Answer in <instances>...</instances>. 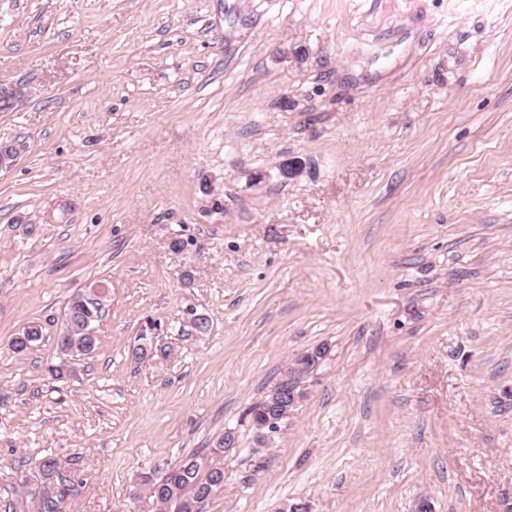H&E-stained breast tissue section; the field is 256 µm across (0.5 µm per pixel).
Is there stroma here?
Returning <instances> with one entry per match:
<instances>
[{
  "label": "stroma",
  "instance_id": "35a3bbf8",
  "mask_svg": "<svg viewBox=\"0 0 512 512\" xmlns=\"http://www.w3.org/2000/svg\"><path fill=\"white\" fill-rule=\"evenodd\" d=\"M0 83L26 92L0 112V512H35L50 453L65 512H159L139 475L228 429L203 512H507L512 0H0ZM98 286L96 350L53 380ZM149 317L167 361L130 356ZM323 343L257 448L246 410ZM102 292H76L74 293L67 302L65 316L68 318L67 326L70 328L71 336H73L75 342H69L64 332L65 324L57 336V347L60 353L65 358H80L88 356L95 351L96 337H91L92 349L86 352V342L83 340L77 342V339L81 336L86 337V331L89 328H93L96 322L102 317ZM85 340V341H86ZM64 358V359H65ZM18 335L11 341L10 347L15 353H24L41 340L43 327L36 322H32L25 326ZM65 466L61 459L49 455L41 459L36 466L35 483L29 490L36 512H65L64 501L68 495L70 480L64 474ZM44 486L49 490L44 491Z\"/></svg>",
  "mask_w": 512,
  "mask_h": 512
}]
</instances>
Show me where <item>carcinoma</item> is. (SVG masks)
I'll list each match as a JSON object with an SVG mask.
<instances>
[{
	"label": "carcinoma",
	"instance_id": "cac0c4a2",
	"mask_svg": "<svg viewBox=\"0 0 512 512\" xmlns=\"http://www.w3.org/2000/svg\"><path fill=\"white\" fill-rule=\"evenodd\" d=\"M101 292H76L67 302L65 316L67 326L75 342L59 333L57 347L65 358H80L88 355L86 342L80 337L94 327L102 317ZM43 336L42 325L32 322L25 326L19 336L11 341L15 353L28 351ZM275 389H270L246 411L254 433L270 415V404ZM224 436L213 441L212 446L188 454L171 465L164 477L157 481L149 475L141 477V483L159 506L161 512H201L200 504L208 499L215 489L224 485V468L220 458L224 456ZM35 483L29 490L36 512H64L63 505L68 495L70 480L65 475L61 459L49 455L36 466Z\"/></svg>",
	"mask_w": 512,
	"mask_h": 512
}]
</instances>
